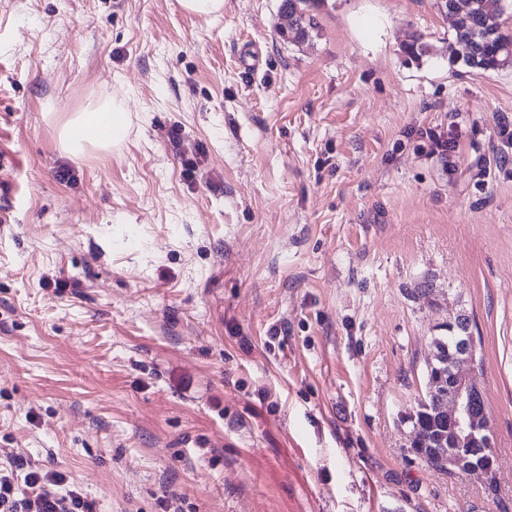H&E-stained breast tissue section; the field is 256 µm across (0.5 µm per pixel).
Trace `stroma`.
I'll use <instances>...</instances> for the list:
<instances>
[{"label":"stroma","mask_w":512,"mask_h":512,"mask_svg":"<svg viewBox=\"0 0 512 512\" xmlns=\"http://www.w3.org/2000/svg\"><path fill=\"white\" fill-rule=\"evenodd\" d=\"M310 12L0 0V449L97 512H512V67L440 0ZM107 97L125 142L65 152ZM459 314L490 481L410 448ZM316 0H282L280 11H288V28L278 29L283 42L301 44L310 40L316 28L314 16L310 14L311 3Z\"/></svg>","instance_id":"stroma-1"}]
</instances>
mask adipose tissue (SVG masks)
I'll return each instance as SVG.
<instances>
[{
    "instance_id": "ef3b65f1",
    "label": "adipose tissue",
    "mask_w": 512,
    "mask_h": 512,
    "mask_svg": "<svg viewBox=\"0 0 512 512\" xmlns=\"http://www.w3.org/2000/svg\"><path fill=\"white\" fill-rule=\"evenodd\" d=\"M128 130L129 122L123 109L101 106L69 119L62 130L63 148L70 153L86 144L104 148L122 140Z\"/></svg>"
}]
</instances>
